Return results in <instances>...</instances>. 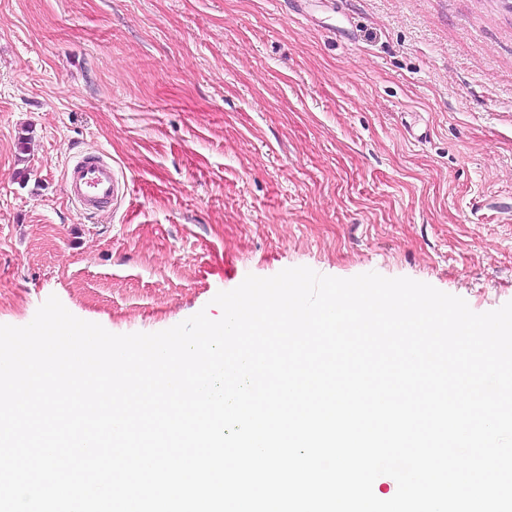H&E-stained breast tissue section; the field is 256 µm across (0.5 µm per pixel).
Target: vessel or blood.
I'll list each match as a JSON object with an SVG mask.
<instances>
[{"label": "vessel or blood", "mask_w": 512, "mask_h": 512, "mask_svg": "<svg viewBox=\"0 0 512 512\" xmlns=\"http://www.w3.org/2000/svg\"><path fill=\"white\" fill-rule=\"evenodd\" d=\"M66 184L70 199L90 217L108 212L120 195V182L111 164L97 152H82L73 157Z\"/></svg>", "instance_id": "vessel-or-blood-1"}]
</instances>
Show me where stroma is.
<instances>
[{
    "label": "stroma",
    "instance_id": "1",
    "mask_svg": "<svg viewBox=\"0 0 512 512\" xmlns=\"http://www.w3.org/2000/svg\"><path fill=\"white\" fill-rule=\"evenodd\" d=\"M297 266L512 301V0H0V324L154 333ZM69 198L86 216L98 217L117 203L120 182L112 165L99 152H81L67 169Z\"/></svg>",
    "mask_w": 512,
    "mask_h": 512
}]
</instances>
